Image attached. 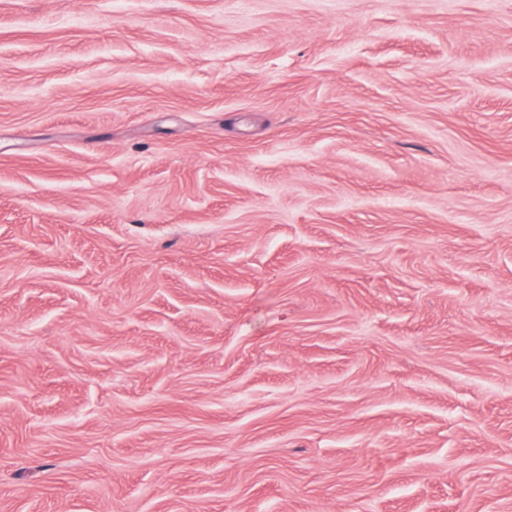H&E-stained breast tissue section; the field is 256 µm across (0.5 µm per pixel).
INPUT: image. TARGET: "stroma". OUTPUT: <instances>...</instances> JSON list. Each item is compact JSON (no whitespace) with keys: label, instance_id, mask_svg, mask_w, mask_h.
Instances as JSON below:
<instances>
[{"label":"stroma","instance_id":"1","mask_svg":"<svg viewBox=\"0 0 512 512\" xmlns=\"http://www.w3.org/2000/svg\"><path fill=\"white\" fill-rule=\"evenodd\" d=\"M0 512H512V0H0Z\"/></svg>","mask_w":512,"mask_h":512}]
</instances>
